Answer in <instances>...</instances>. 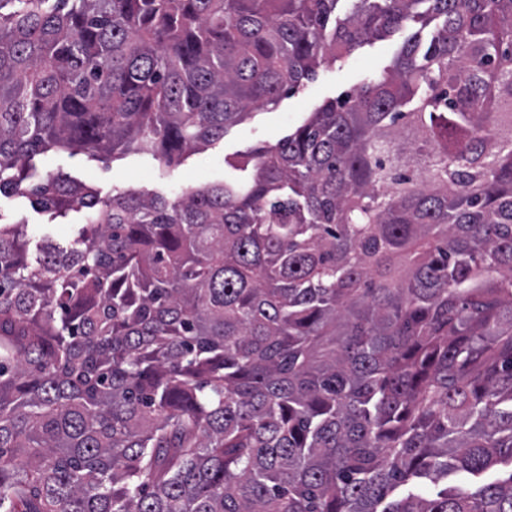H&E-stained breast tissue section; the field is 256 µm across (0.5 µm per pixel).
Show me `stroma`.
Wrapping results in <instances>:
<instances>
[{
  "label": "stroma",
  "instance_id": "stroma-1",
  "mask_svg": "<svg viewBox=\"0 0 512 512\" xmlns=\"http://www.w3.org/2000/svg\"><path fill=\"white\" fill-rule=\"evenodd\" d=\"M412 32V27H404L391 39L372 41L334 66L320 67L304 89L281 99L277 106L252 111L241 122L229 126L223 139L189 155L176 168L164 169L162 162L150 154L128 153L103 159L84 151L70 154L52 150L35 157L37 171L42 176L63 171L72 179L92 185L104 200L119 190L174 196L190 187L223 181L229 171L224 163L226 157L277 143L325 100L342 96L369 77L382 74ZM0 217L8 221L25 219L29 236L36 242L47 236L74 239L81 224L78 214L59 221L34 209L29 198L16 194L0 195Z\"/></svg>",
  "mask_w": 512,
  "mask_h": 512
}]
</instances>
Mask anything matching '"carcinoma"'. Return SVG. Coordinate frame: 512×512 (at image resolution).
<instances>
[{
	"label": "carcinoma",
	"instance_id": "carcinoma-1",
	"mask_svg": "<svg viewBox=\"0 0 512 512\" xmlns=\"http://www.w3.org/2000/svg\"><path fill=\"white\" fill-rule=\"evenodd\" d=\"M237 174L98 199L411 23ZM0 512H512V0H0ZM0 213L5 221L24 218L28 222L29 236L34 243L46 236L73 240L78 235L81 224L78 214L75 213L53 220L49 213L34 209L29 198L16 194L0 195ZM59 225L64 227L62 232L58 231Z\"/></svg>",
	"mask_w": 512,
	"mask_h": 512
}]
</instances>
